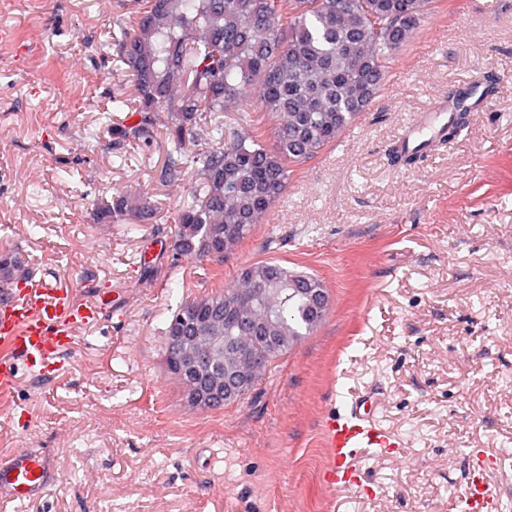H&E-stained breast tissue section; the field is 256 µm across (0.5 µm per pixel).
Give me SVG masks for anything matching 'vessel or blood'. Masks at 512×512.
<instances>
[{
	"label": "vessel or blood",
	"mask_w": 512,
	"mask_h": 512,
	"mask_svg": "<svg viewBox=\"0 0 512 512\" xmlns=\"http://www.w3.org/2000/svg\"><path fill=\"white\" fill-rule=\"evenodd\" d=\"M453 116L447 100H440L406 128L400 145L414 150L424 143L442 140ZM98 314L97 305L77 302L72 289L42 278L30 281L7 300H0V343L13 354L12 360L0 362V390L9 391L16 386L19 365L31 368L45 364L70 347L75 329L95 320ZM371 410V402L357 400L348 412L324 419L322 435L329 456V463L321 472L325 486H357L358 473L351 461L358 449L374 448L381 454H393L400 448L397 438L372 421ZM491 467L511 471L512 453L504 451L472 463L460 501L461 512H499L500 498L486 477ZM46 483L42 461L25 450H17L8 467L0 466V507L38 497Z\"/></svg>",
	"instance_id": "1"
}]
</instances>
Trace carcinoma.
Instances as JSON below:
<instances>
[{
  "label": "carcinoma",
  "instance_id": "1",
  "mask_svg": "<svg viewBox=\"0 0 512 512\" xmlns=\"http://www.w3.org/2000/svg\"><path fill=\"white\" fill-rule=\"evenodd\" d=\"M441 0H135L103 63L125 66L139 119L112 128L115 144L154 138L152 113L170 114L161 184L198 185L175 217L174 259L224 263L285 194L294 167L336 143L370 110L389 64ZM274 123L266 145L245 118ZM151 207L125 194L97 219ZM29 278L20 253L0 249V292ZM317 277L276 261L241 267L228 288L181 303L165 329L163 363L184 403L206 410L224 391L226 351L243 338L265 372L325 319ZM175 336L206 360L187 363Z\"/></svg>",
  "mask_w": 512,
  "mask_h": 512
}]
</instances>
